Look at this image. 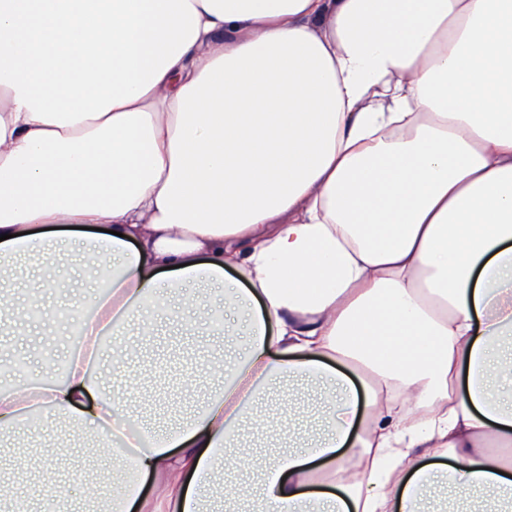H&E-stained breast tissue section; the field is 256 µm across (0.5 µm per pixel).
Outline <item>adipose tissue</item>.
I'll list each match as a JSON object with an SVG mask.
<instances>
[{
    "label": "adipose tissue",
    "mask_w": 512,
    "mask_h": 512,
    "mask_svg": "<svg viewBox=\"0 0 512 512\" xmlns=\"http://www.w3.org/2000/svg\"><path fill=\"white\" fill-rule=\"evenodd\" d=\"M75 241L85 351L0 436L95 434L112 512H512V0H0V285ZM190 282L247 347L158 432L97 372ZM182 293L184 294H204L205 299H203L202 304H209L212 308L216 310H220L223 306L224 308V287L221 285H213V286H195L188 285L182 288Z\"/></svg>",
    "instance_id": "obj_1"
}]
</instances>
